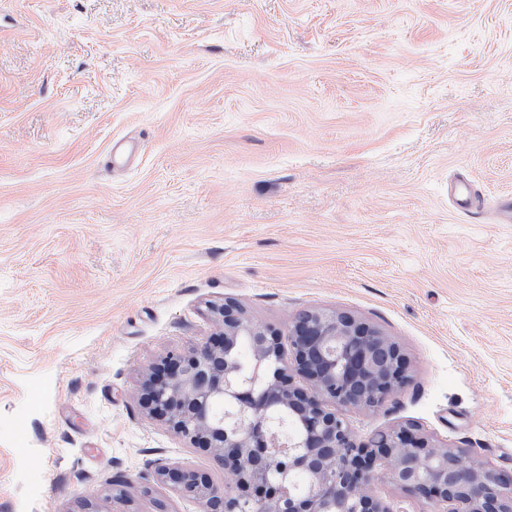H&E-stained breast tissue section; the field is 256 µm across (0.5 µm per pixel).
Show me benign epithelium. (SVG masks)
<instances>
[{"label":"benign epithelium","instance_id":"obj_1","mask_svg":"<svg viewBox=\"0 0 512 512\" xmlns=\"http://www.w3.org/2000/svg\"><path fill=\"white\" fill-rule=\"evenodd\" d=\"M209 313L217 338L164 358L144 393L149 415L218 455L232 478L219 488L193 469L156 467L158 480L203 512H398L367 491L380 466L446 512H512V469L430 446L410 427L355 440L334 406L377 408L407 380L401 349L370 323L305 311L283 330L254 323L233 300ZM243 340L246 369L235 353Z\"/></svg>","mask_w":512,"mask_h":512}]
</instances>
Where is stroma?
Wrapping results in <instances>:
<instances>
[{"instance_id":"35a3bbf8","label":"stroma","mask_w":512,"mask_h":512,"mask_svg":"<svg viewBox=\"0 0 512 512\" xmlns=\"http://www.w3.org/2000/svg\"><path fill=\"white\" fill-rule=\"evenodd\" d=\"M457 174L512 194V0H0V512H202L143 383L227 298L400 346L359 442L511 469L512 223ZM448 196L458 211L473 219H477L489 207L486 199L467 184L449 183Z\"/></svg>"}]
</instances>
